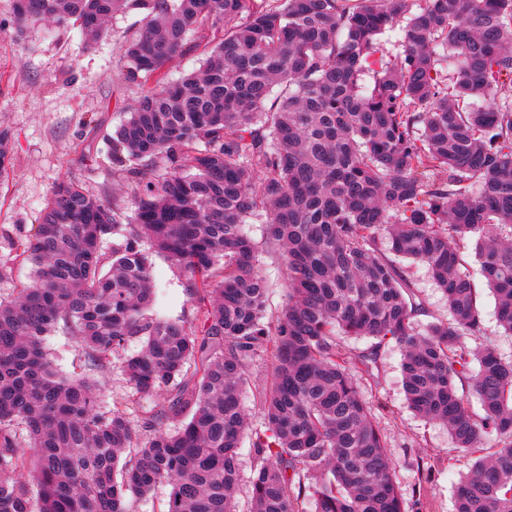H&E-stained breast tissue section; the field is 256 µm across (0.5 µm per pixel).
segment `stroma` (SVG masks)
Segmentation results:
<instances>
[{
    "instance_id": "35a3bbf8",
    "label": "stroma",
    "mask_w": 512,
    "mask_h": 512,
    "mask_svg": "<svg viewBox=\"0 0 512 512\" xmlns=\"http://www.w3.org/2000/svg\"><path fill=\"white\" fill-rule=\"evenodd\" d=\"M10 12L11 0H0V130L9 131L14 142L13 167L0 181V261L10 266L9 275L0 279L2 301L12 299L32 280V264L14 258L16 244L40 224L57 181L71 179L110 206L133 212L127 181L112 168L107 138L148 88L147 83L125 80L119 52L121 42L139 23L137 15H116L108 35L93 42L78 28L62 29L49 21L16 38ZM247 230L262 246L259 269L268 282L267 315L273 318L287 303V270L278 252L264 248L266 224L255 221ZM465 255L475 275L483 323L481 336L468 338L467 343L491 345L511 359L512 335L497 322L495 296L478 274L473 248H466ZM404 270L418 304L415 322L426 326L447 320L446 299L427 269L408 264ZM152 276L157 310L173 319L191 316L186 273L166 255L156 254ZM341 343L354 354L375 359L371 373L360 376L359 383L386 437L406 512H455L457 484L473 460L454 447L447 427L424 421L408 408L399 346L369 337H345ZM46 350L61 376L87 377L104 403L126 396L118 368L90 370L64 326L50 333Z\"/></svg>"
}]
</instances>
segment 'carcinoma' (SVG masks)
Returning <instances> with one entry per match:
<instances>
[{"mask_svg": "<svg viewBox=\"0 0 512 512\" xmlns=\"http://www.w3.org/2000/svg\"><path fill=\"white\" fill-rule=\"evenodd\" d=\"M119 11L142 16L126 78L154 83L111 136L133 215L63 180L16 245L34 279L0 300V512H132L160 485L164 512H237L246 437L251 512H404L355 377L371 360L339 336L395 341L408 406L475 458L455 512H512V360L464 341L482 334L468 238L512 334V0H12L10 24L97 38ZM194 49L199 70L171 81ZM12 165L1 130L0 179ZM254 218L288 272L274 321ZM125 222L137 231L102 253ZM154 251L186 272L201 327L155 310ZM401 259L427 268L450 322L415 324ZM61 323L94 366L119 360L146 415L58 374L45 341ZM264 358L258 428L242 394ZM201 66V56L197 54H188L177 56L171 60L165 67V71L172 79H181L192 72L197 71Z\"/></svg>", "mask_w": 512, "mask_h": 512, "instance_id": "obj_1", "label": "carcinoma"}]
</instances>
